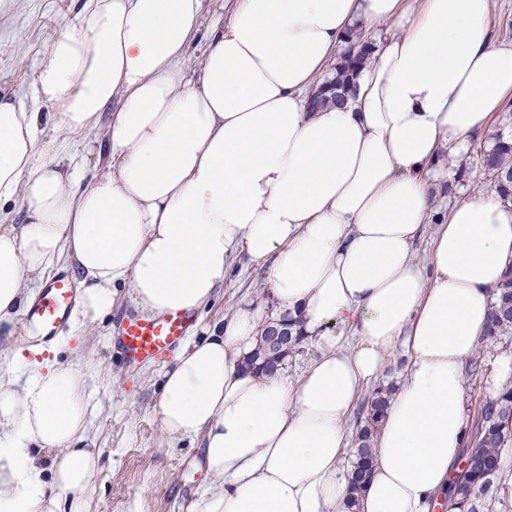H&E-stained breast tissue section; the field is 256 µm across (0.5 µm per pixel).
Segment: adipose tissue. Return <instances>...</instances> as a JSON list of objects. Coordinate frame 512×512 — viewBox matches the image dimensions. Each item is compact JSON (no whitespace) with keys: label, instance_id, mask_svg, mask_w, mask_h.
I'll return each instance as SVG.
<instances>
[{"label":"adipose tissue","instance_id":"ef3b65f1","mask_svg":"<svg viewBox=\"0 0 512 512\" xmlns=\"http://www.w3.org/2000/svg\"><path fill=\"white\" fill-rule=\"evenodd\" d=\"M74 11L31 75L35 107L0 93V210L24 214L0 224V324L58 268L88 330L123 293L150 318L194 312L246 256L316 353L295 377L248 370L264 321L249 304L176 354L157 414L171 440L202 442L213 481L194 512H432L467 439L490 295L512 269V204L442 196L449 157L512 101L491 0H227L203 42V0ZM354 33L368 60L343 104L314 105ZM48 120L93 137L87 181L43 139ZM400 345L408 362L353 497L350 421ZM90 377L50 359L23 383L0 371V512H86L103 470Z\"/></svg>","mask_w":512,"mask_h":512}]
</instances>
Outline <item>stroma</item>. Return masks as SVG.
I'll list each match as a JSON object with an SVG mask.
<instances>
[{"mask_svg": "<svg viewBox=\"0 0 512 512\" xmlns=\"http://www.w3.org/2000/svg\"><path fill=\"white\" fill-rule=\"evenodd\" d=\"M69 0H0V92L25 104L33 99L28 72L46 39L73 18ZM247 303L274 308L259 272L236 268L213 301L195 312L188 338ZM127 302L96 330L70 324L53 346L57 359L97 368L92 387L97 410L91 437L103 453L104 470L89 496L88 512H193L206 481L199 441H170L157 418L159 385L172 355L127 363L116 334L121 316L133 314Z\"/></svg>", "mask_w": 512, "mask_h": 512, "instance_id": "obj_1", "label": "stroma"}]
</instances>
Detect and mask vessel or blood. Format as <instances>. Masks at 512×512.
Instances as JSON below:
<instances>
[{"mask_svg":"<svg viewBox=\"0 0 512 512\" xmlns=\"http://www.w3.org/2000/svg\"><path fill=\"white\" fill-rule=\"evenodd\" d=\"M76 304V290L68 274L57 273L26 306L24 321L34 326L43 341H53L68 325ZM192 316L174 312L157 319L128 317L122 326L129 361L159 357L184 337Z\"/></svg>","mask_w":512,"mask_h":512,"instance_id":"obj_1","label":"vessel or blood"}]
</instances>
